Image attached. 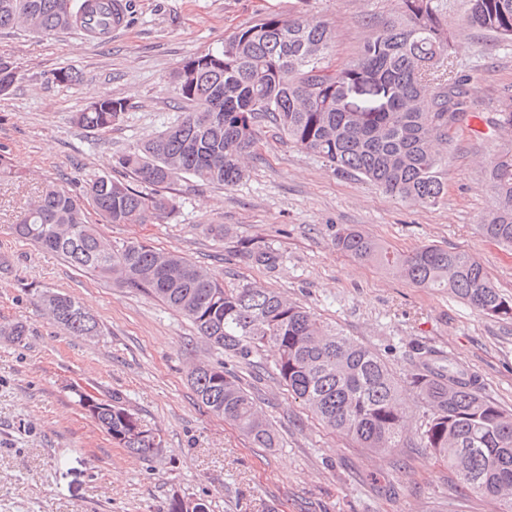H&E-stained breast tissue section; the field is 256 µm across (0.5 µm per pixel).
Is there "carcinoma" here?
<instances>
[{"instance_id": "carcinoma-1", "label": "carcinoma", "mask_w": 512, "mask_h": 512, "mask_svg": "<svg viewBox=\"0 0 512 512\" xmlns=\"http://www.w3.org/2000/svg\"><path fill=\"white\" fill-rule=\"evenodd\" d=\"M399 13L347 62L333 63L334 29L318 17L268 15L191 57L173 73L183 117L118 158V165L152 189L144 193L106 175L84 181L81 193L49 185L11 226L12 234L63 256L102 279L153 296L187 318L217 349L248 360L267 353L290 395L324 427L374 454L404 447L408 417L401 379L378 353L324 323L283 294L251 282L226 285L176 252L138 239L112 245L87 220L107 224L161 221L176 209L167 192L177 178L233 186L258 135L272 127L293 146L323 159L333 171L357 173L402 201L435 206L446 194L439 175L448 120L469 123L470 89L444 71L453 46L440 0H399ZM466 23L512 40V0H466ZM112 9L91 0H0V29L27 28L44 36L106 30ZM359 82L382 88V99L360 98L348 109L346 91ZM126 103L106 95L74 116L82 128L108 130ZM493 207L479 229L512 249V143L488 162ZM337 250L392 271L420 288H446L476 311L512 319L503 295L471 255L427 245L391 252L368 232L340 230ZM253 264L276 269L282 256L269 244L245 247ZM51 320L76 336H97L99 323L75 298L43 297ZM197 400L259 448H274L271 423L252 393L224 363L190 371ZM425 405L420 447L457 473L465 494L498 500L512 512V413L484 396L453 361L429 355L410 377ZM88 413L112 441L147 458L163 439L114 392Z\"/></svg>"}]
</instances>
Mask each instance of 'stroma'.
<instances>
[{
	"mask_svg": "<svg viewBox=\"0 0 512 512\" xmlns=\"http://www.w3.org/2000/svg\"><path fill=\"white\" fill-rule=\"evenodd\" d=\"M397 3L128 0L125 28L104 39L78 30L50 37L0 31V56L21 74L0 96V155L10 168L0 174V325L21 321L29 329L20 341L0 335V512H167L176 492L205 500L209 512H500L491 498L460 495L456 473L429 458L415 431L395 454L369 453L295 402L266 355L247 362L226 355L157 299L80 271L10 231L45 184L75 192L90 174L127 179L118 157L182 115L171 75L184 60L275 13L329 22L341 64ZM444 5L456 35L449 68L467 81L477 117L451 133L440 204L396 199L264 132L237 185L184 176L169 188L177 208L163 222L106 224L95 214L90 222L113 245L137 238L184 254L224 283L253 282L310 309L394 368L410 414L423 412L408 383L421 348L451 356L483 395L512 411V320L416 287L333 244L341 227L355 224L400 252L428 244L464 251L512 297V250L478 229L492 207L485 168L505 140L486 121L512 96V41L466 27V0ZM63 66L78 73L76 84L55 81ZM105 95L127 103L111 130L73 123L75 112ZM219 224L220 238L210 232ZM253 243L280 251L276 270L247 258ZM48 291L79 301L100 336L54 325L41 302ZM217 361L250 386L278 447H255L198 402L189 372ZM73 385L121 393L159 431L161 452L143 459L113 443L74 402Z\"/></svg>",
	"mask_w": 512,
	"mask_h": 512,
	"instance_id": "1",
	"label": "stroma"
}]
</instances>
